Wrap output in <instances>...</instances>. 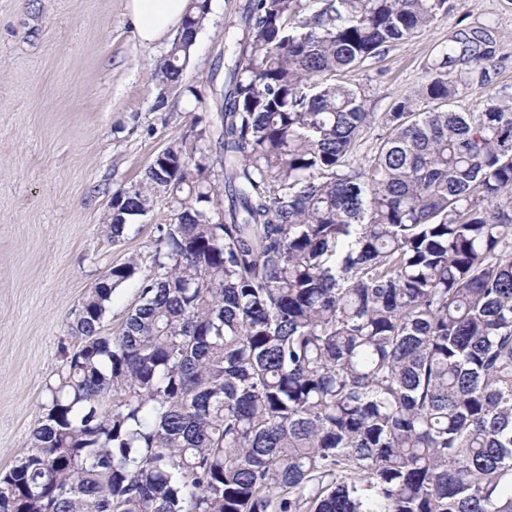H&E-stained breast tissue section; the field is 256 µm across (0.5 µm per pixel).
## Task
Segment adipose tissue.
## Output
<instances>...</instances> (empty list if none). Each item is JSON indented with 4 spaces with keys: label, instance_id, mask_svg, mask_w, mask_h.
Here are the masks:
<instances>
[{
    "label": "adipose tissue",
    "instance_id": "obj_1",
    "mask_svg": "<svg viewBox=\"0 0 512 512\" xmlns=\"http://www.w3.org/2000/svg\"><path fill=\"white\" fill-rule=\"evenodd\" d=\"M189 0H125L126 14L140 43L180 34Z\"/></svg>",
    "mask_w": 512,
    "mask_h": 512
}]
</instances>
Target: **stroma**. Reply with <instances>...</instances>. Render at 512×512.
I'll use <instances>...</instances> for the list:
<instances>
[{"mask_svg": "<svg viewBox=\"0 0 512 512\" xmlns=\"http://www.w3.org/2000/svg\"><path fill=\"white\" fill-rule=\"evenodd\" d=\"M239 2L211 0L184 74L203 95L222 85L217 55ZM452 2L413 40L350 73L369 111L413 95L449 37L476 29L488 34L493 62L469 76L455 110L479 111L494 91L512 95V0ZM172 42L140 44L124 0H0V470L29 447L45 387L78 344L71 323L85 294L130 256L151 269L160 226L176 221L160 198L120 241L106 228L113 192L190 130L189 96L153 77Z\"/></svg>", "mask_w": 512, "mask_h": 512, "instance_id": "35a3bbf8", "label": "stroma"}]
</instances>
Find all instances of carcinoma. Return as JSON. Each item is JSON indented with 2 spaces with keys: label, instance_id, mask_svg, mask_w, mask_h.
<instances>
[{
  "label": "carcinoma",
  "instance_id": "carcinoma-1",
  "mask_svg": "<svg viewBox=\"0 0 512 512\" xmlns=\"http://www.w3.org/2000/svg\"><path fill=\"white\" fill-rule=\"evenodd\" d=\"M448 9L245 0L217 121L188 89L189 135L112 194L114 241L159 195L177 223L84 296L0 512H512V97L453 109L478 30L379 118L341 79ZM209 14L190 0L162 89ZM138 297L139 290L133 281L114 292L102 322V331L105 335L112 336L119 332L127 313L136 305Z\"/></svg>",
  "mask_w": 512,
  "mask_h": 512
}]
</instances>
